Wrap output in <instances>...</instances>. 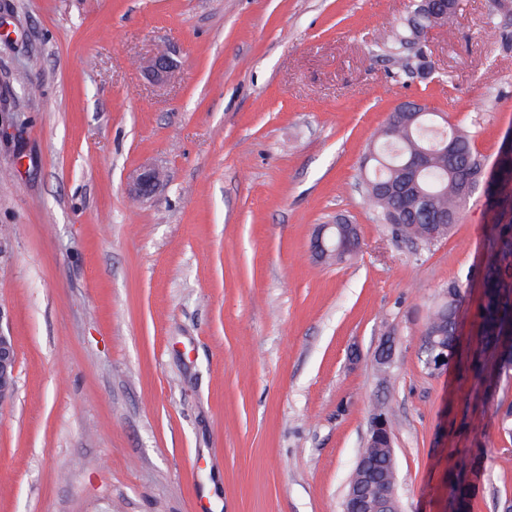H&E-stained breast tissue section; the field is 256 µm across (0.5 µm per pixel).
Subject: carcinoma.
I'll return each instance as SVG.
<instances>
[{
  "instance_id": "1",
  "label": "carcinoma",
  "mask_w": 512,
  "mask_h": 512,
  "mask_svg": "<svg viewBox=\"0 0 512 512\" xmlns=\"http://www.w3.org/2000/svg\"><path fill=\"white\" fill-rule=\"evenodd\" d=\"M460 8L461 0L446 8L414 0L404 28L393 40L402 68L408 66L402 56L404 40L417 31L444 30ZM360 173L368 203L392 236L427 247L434 243L433 230L444 238L449 236L471 197L483 193L493 214L491 261L484 272L479 345L471 368L480 379L512 370V358H504L500 351L501 337L506 327H512V158L505 154L488 169L470 132L431 111L416 119L402 114L386 123L369 146ZM441 215L448 217L443 226L436 224ZM460 302V287L450 282L428 315L425 335L434 337L441 347L452 334ZM386 445L383 438H373L360 449L358 458L368 460L394 481ZM448 485L453 512H471L475 488L468 475H451Z\"/></svg>"
}]
</instances>
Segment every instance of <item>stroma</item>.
<instances>
[{
    "instance_id": "35a3bbf8",
    "label": "stroma",
    "mask_w": 512,
    "mask_h": 512,
    "mask_svg": "<svg viewBox=\"0 0 512 512\" xmlns=\"http://www.w3.org/2000/svg\"><path fill=\"white\" fill-rule=\"evenodd\" d=\"M411 0H0V512H342L376 411L402 512L512 500V438L469 360L490 259L482 194L452 236L393 239L360 181L403 102L447 113L495 161L512 129V15L463 0L448 31L386 51ZM175 66L155 81L149 60ZM164 180L129 191L144 166ZM344 217L361 247L316 258ZM463 301L446 369L424 364L436 296ZM395 343L391 378L375 358ZM17 350L14 337L0 323V407L15 395ZM484 457L478 453L473 455L468 462V470L464 475L455 474L448 478L449 497L454 512H471V502L476 489L468 480V474L474 470H481Z\"/></svg>"
}]
</instances>
